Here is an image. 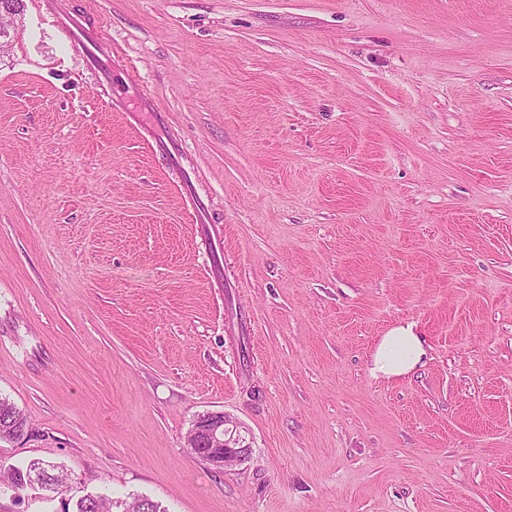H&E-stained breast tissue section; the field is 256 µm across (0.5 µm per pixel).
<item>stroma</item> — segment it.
<instances>
[{
    "label": "stroma",
    "instance_id": "1",
    "mask_svg": "<svg viewBox=\"0 0 512 512\" xmlns=\"http://www.w3.org/2000/svg\"><path fill=\"white\" fill-rule=\"evenodd\" d=\"M23 3L0 397L28 430L0 460L65 484L0 512H512V0ZM58 5L107 39L97 63ZM406 324L423 365L373 376ZM211 411L247 461L190 452ZM112 108L115 112H123L130 121L135 123H143V116L146 112L153 113L150 114L153 118L158 115L161 116V113L154 107L152 98L147 95L139 97L136 103L131 104L125 98L120 95L117 96L112 91Z\"/></svg>",
    "mask_w": 512,
    "mask_h": 512
}]
</instances>
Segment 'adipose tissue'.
Here are the masks:
<instances>
[{
  "label": "adipose tissue",
  "mask_w": 512,
  "mask_h": 512,
  "mask_svg": "<svg viewBox=\"0 0 512 512\" xmlns=\"http://www.w3.org/2000/svg\"><path fill=\"white\" fill-rule=\"evenodd\" d=\"M425 355L424 342L413 326H400L381 338L373 353L371 372L400 377L420 366Z\"/></svg>",
  "instance_id": "1"
}]
</instances>
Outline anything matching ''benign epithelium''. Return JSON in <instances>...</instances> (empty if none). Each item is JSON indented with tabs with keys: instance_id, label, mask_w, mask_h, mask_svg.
Wrapping results in <instances>:
<instances>
[{
	"instance_id": "benign-epithelium-1",
	"label": "benign epithelium",
	"mask_w": 512,
	"mask_h": 512,
	"mask_svg": "<svg viewBox=\"0 0 512 512\" xmlns=\"http://www.w3.org/2000/svg\"><path fill=\"white\" fill-rule=\"evenodd\" d=\"M191 435L199 447L209 454H220L219 467H227L246 461L251 453V443L230 416L222 412H208L199 416L193 424Z\"/></svg>"
}]
</instances>
